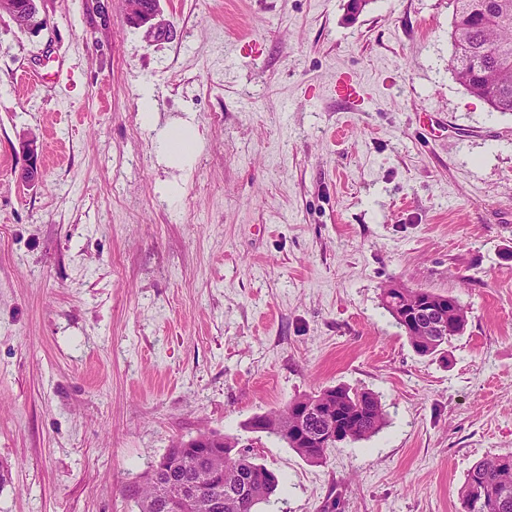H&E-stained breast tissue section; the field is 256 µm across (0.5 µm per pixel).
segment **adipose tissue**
Here are the masks:
<instances>
[{"label": "adipose tissue", "instance_id": "ef3b65f1", "mask_svg": "<svg viewBox=\"0 0 512 512\" xmlns=\"http://www.w3.org/2000/svg\"><path fill=\"white\" fill-rule=\"evenodd\" d=\"M141 109L143 123L158 131L156 144L159 155L171 166L183 170L190 168L202 143V134L198 127L189 121L159 127L153 94L149 91L143 95Z\"/></svg>", "mask_w": 512, "mask_h": 512}]
</instances>
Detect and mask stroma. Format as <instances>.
I'll return each instance as SVG.
<instances>
[{
    "label": "stroma",
    "instance_id": "stroma-1",
    "mask_svg": "<svg viewBox=\"0 0 512 512\" xmlns=\"http://www.w3.org/2000/svg\"><path fill=\"white\" fill-rule=\"evenodd\" d=\"M160 6L159 38L123 0L0 16V512H135L128 487L207 429L279 475L258 512H460L512 452V113L456 81L448 0ZM147 89L203 132L190 170L160 162ZM392 282L465 306L444 355L412 350ZM339 384L386 424L322 464L246 427ZM336 97L349 105L354 112L363 109L365 93L362 84L350 76H342L336 81L334 88Z\"/></svg>",
    "mask_w": 512,
    "mask_h": 512
}]
</instances>
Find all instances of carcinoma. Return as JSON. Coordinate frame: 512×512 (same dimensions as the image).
I'll use <instances>...</instances> for the list:
<instances>
[{"label": "carcinoma", "mask_w": 512, "mask_h": 512, "mask_svg": "<svg viewBox=\"0 0 512 512\" xmlns=\"http://www.w3.org/2000/svg\"><path fill=\"white\" fill-rule=\"evenodd\" d=\"M453 6L450 37L453 54L450 67L454 75L494 71L496 88L485 89L474 83L465 85L472 95L483 99L494 112H512V0H449ZM413 351L420 357L442 353L450 336H407ZM334 411L339 428L336 436H322L328 425L320 412L296 414L302 401ZM270 420L267 435L278 437V425L292 423L309 436L307 447L290 441L288 447L300 458L313 464L325 461L329 449L343 442L365 440L386 424L379 398L366 390L347 386L324 387L288 402L281 410L266 414ZM224 444V479L235 481L244 472L248 478L244 494L229 498L224 484L202 487L204 495L223 508L215 512H256L258 505L269 501L277 491L279 476L256 462L249 451L238 448L236 438L222 435ZM214 457L207 451H188L179 442L158 459L157 483L135 484L129 489L138 512H165V495L173 486L190 481L196 474L212 468ZM462 512H512V453L498 454L478 462L467 474L460 490Z\"/></svg>", "instance_id": "cac0c4a2"}]
</instances>
